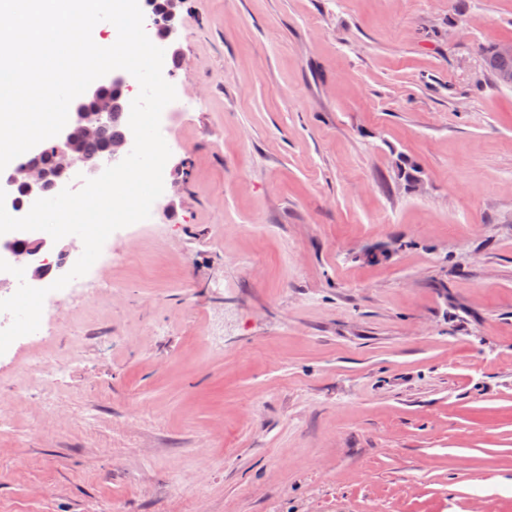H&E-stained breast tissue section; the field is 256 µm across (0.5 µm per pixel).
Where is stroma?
I'll use <instances>...</instances> for the list:
<instances>
[{"mask_svg": "<svg viewBox=\"0 0 512 512\" xmlns=\"http://www.w3.org/2000/svg\"><path fill=\"white\" fill-rule=\"evenodd\" d=\"M510 41L512 0H184L186 165L0 355V512H512ZM494 58L501 65L492 66L491 58ZM512 42L501 43L492 46L490 54L484 52V69L490 73L496 83L505 88L512 89Z\"/></svg>", "mask_w": 512, "mask_h": 512, "instance_id": "1", "label": "stroma"}]
</instances>
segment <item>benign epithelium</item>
I'll list each match as a JSON object with an SVG mask.
<instances>
[{
	"mask_svg": "<svg viewBox=\"0 0 512 512\" xmlns=\"http://www.w3.org/2000/svg\"><path fill=\"white\" fill-rule=\"evenodd\" d=\"M181 7L182 0H166L163 24L157 22L155 15H150L157 43L169 56L177 53ZM484 69L499 86L512 89V42L492 46L491 52L484 54ZM114 117L116 114L112 113L108 102L99 103L94 112L88 111L78 101L72 103L70 119L57 136L39 143L0 172V185L6 192L5 203L15 205L13 189L17 185L23 186L34 202L39 198L53 197L63 188L81 183L85 178L96 177L104 164L119 163L133 148L132 133L113 142L108 152L96 160L84 156L73 138L76 129L88 138L95 137ZM56 251V242L35 237L30 231H14L9 236L0 237V258L11 265L21 260L27 263L32 267L31 279L34 281L47 277V256Z\"/></svg>",
	"mask_w": 512,
	"mask_h": 512,
	"instance_id": "1",
	"label": "benign epithelium"
}]
</instances>
